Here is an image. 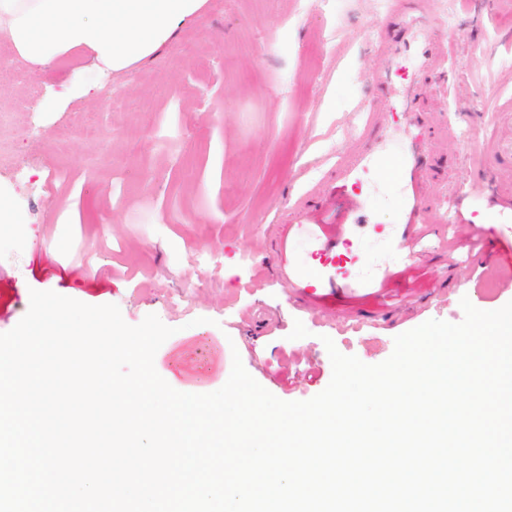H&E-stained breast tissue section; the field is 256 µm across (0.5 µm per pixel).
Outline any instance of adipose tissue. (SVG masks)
Wrapping results in <instances>:
<instances>
[{"label": "adipose tissue", "instance_id": "ef3b65f1", "mask_svg": "<svg viewBox=\"0 0 512 512\" xmlns=\"http://www.w3.org/2000/svg\"><path fill=\"white\" fill-rule=\"evenodd\" d=\"M206 0H0V42L31 71L64 57L123 71L152 57Z\"/></svg>", "mask_w": 512, "mask_h": 512}]
</instances>
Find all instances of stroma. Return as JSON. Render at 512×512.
Returning a JSON list of instances; mask_svg holds the SVG:
<instances>
[{
	"instance_id": "1",
	"label": "stroma",
	"mask_w": 512,
	"mask_h": 512,
	"mask_svg": "<svg viewBox=\"0 0 512 512\" xmlns=\"http://www.w3.org/2000/svg\"><path fill=\"white\" fill-rule=\"evenodd\" d=\"M423 5L448 63L421 77L396 54L387 86L372 80L373 48L395 45L397 0H207L120 72L72 56L35 75L0 47V333L34 289L115 304L131 325L185 327L198 392L221 388L237 355L274 396L304 401L331 380L324 338L373 365L397 335L461 322V298L512 301V161L494 159L512 136V0ZM86 82L97 93L59 102ZM399 86L434 144L427 222L410 238V192L383 163L345 182L332 168L366 148L365 110L405 126ZM111 97L145 109H105ZM304 185L333 203L276 222ZM460 217L489 251H472Z\"/></svg>"
}]
</instances>
